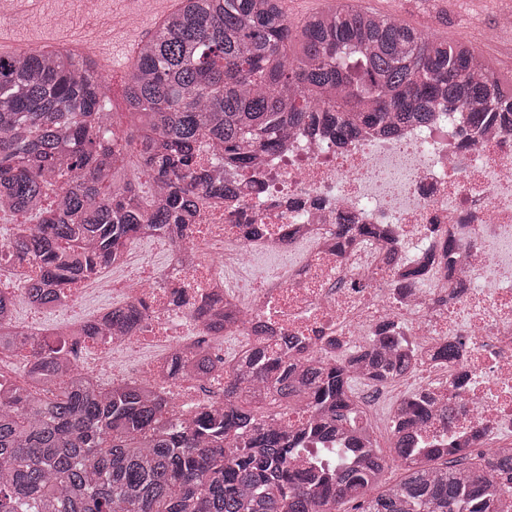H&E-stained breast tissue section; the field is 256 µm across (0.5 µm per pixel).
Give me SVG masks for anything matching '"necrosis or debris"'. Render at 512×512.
<instances>
[{
    "label": "necrosis or debris",
    "mask_w": 512,
    "mask_h": 512,
    "mask_svg": "<svg viewBox=\"0 0 512 512\" xmlns=\"http://www.w3.org/2000/svg\"><path fill=\"white\" fill-rule=\"evenodd\" d=\"M190 215L188 237L166 244L163 266L119 282L97 273L144 319L118 339L87 337L84 373L160 343L140 372L169 392L176 422L221 399L225 336L328 358L340 347L357 353L383 330L429 376L440 408L418 424L414 447L512 451V132L471 130L462 112L344 145L294 130L239 171L231 193L197 195ZM340 224L384 234L340 251ZM427 254V287L400 293L397 266ZM224 305L234 317L210 351L209 393L195 366L171 379V359L207 335L209 308ZM449 343L454 358H438Z\"/></svg>",
    "instance_id": "obj_1"
}]
</instances>
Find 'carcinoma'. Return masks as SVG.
<instances>
[{"label": "carcinoma", "mask_w": 512, "mask_h": 512, "mask_svg": "<svg viewBox=\"0 0 512 512\" xmlns=\"http://www.w3.org/2000/svg\"><path fill=\"white\" fill-rule=\"evenodd\" d=\"M108 99L97 62L65 46L0 54V208L36 219L15 225L8 254L39 265L25 290L40 300L109 267L143 224L187 237L195 190L233 187L197 167L203 139L245 168L290 129L344 144L366 127H424L436 102L469 110L475 128L512 130V85L478 47L343 0L298 27L283 0H186L140 44L119 133L105 121ZM131 152L157 185L150 209L118 179ZM53 187L61 198L52 209L44 198ZM373 232L338 224L336 246ZM139 319L135 306H114L85 335ZM78 346L0 325V347L32 380L0 391V512H509L512 454L474 462L455 446L413 451L408 429L431 416L430 394L400 409L385 447L363 427L352 366L372 386L407 372L405 354L373 346L302 363L252 346L224 367L223 404L178 425L167 420L166 394L143 381L96 388L77 365ZM282 401L315 415L275 427L269 407ZM338 438L356 462L320 448L322 466L294 467L304 442ZM394 465L402 477L391 483Z\"/></svg>", "instance_id": "1"}]
</instances>
